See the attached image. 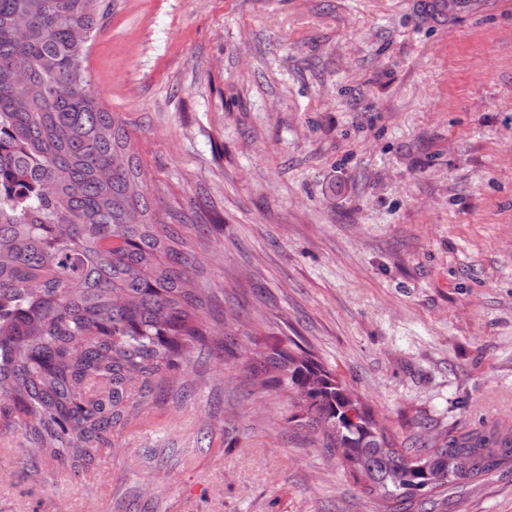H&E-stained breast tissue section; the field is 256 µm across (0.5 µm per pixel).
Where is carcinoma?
I'll list each match as a JSON object with an SVG mask.
<instances>
[{
    "instance_id": "cac0c4a2",
    "label": "carcinoma",
    "mask_w": 512,
    "mask_h": 512,
    "mask_svg": "<svg viewBox=\"0 0 512 512\" xmlns=\"http://www.w3.org/2000/svg\"><path fill=\"white\" fill-rule=\"evenodd\" d=\"M99 0H0V422L33 453L86 470L197 348L234 353V321L204 323L196 255L144 192L129 122L85 62ZM254 383L289 393L296 425L342 460L383 512H434L450 484L512 463V430L486 423L432 451L396 446L372 411L291 340L244 355Z\"/></svg>"
}]
</instances>
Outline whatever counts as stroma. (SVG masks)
<instances>
[{
	"label": "stroma",
	"instance_id": "1",
	"mask_svg": "<svg viewBox=\"0 0 512 512\" xmlns=\"http://www.w3.org/2000/svg\"><path fill=\"white\" fill-rule=\"evenodd\" d=\"M86 61L242 342L292 338L399 446L512 428V0H104ZM89 471L0 431V512H377L239 360L151 381ZM439 512H512V467Z\"/></svg>",
	"mask_w": 512,
	"mask_h": 512
}]
</instances>
